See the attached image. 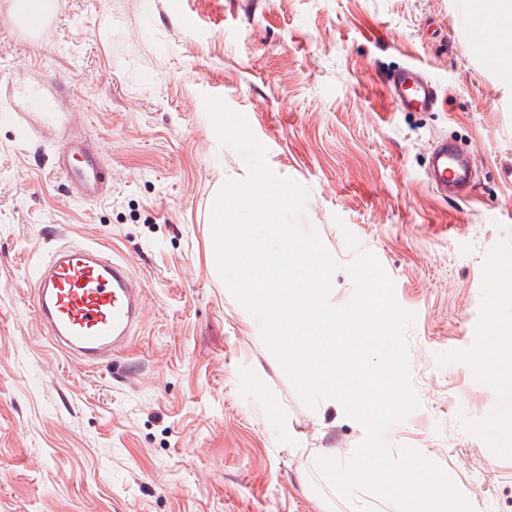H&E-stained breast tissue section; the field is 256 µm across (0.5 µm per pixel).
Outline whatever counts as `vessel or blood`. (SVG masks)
<instances>
[{
	"label": "vessel or blood",
	"mask_w": 512,
	"mask_h": 512,
	"mask_svg": "<svg viewBox=\"0 0 512 512\" xmlns=\"http://www.w3.org/2000/svg\"><path fill=\"white\" fill-rule=\"evenodd\" d=\"M389 88L400 112L432 109L438 99L436 86L411 67L394 74ZM56 165L78 199H96L109 188L98 152L84 141L62 143ZM429 178L443 190L467 184L471 160L456 149L440 147L432 156ZM36 276L35 313L50 342L84 365L111 357L141 320L142 298L131 271L99 247L60 246Z\"/></svg>",
	"instance_id": "obj_1"
}]
</instances>
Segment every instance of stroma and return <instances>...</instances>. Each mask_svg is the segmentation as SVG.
<instances>
[{"label": "stroma", "instance_id": "stroma-1", "mask_svg": "<svg viewBox=\"0 0 512 512\" xmlns=\"http://www.w3.org/2000/svg\"><path fill=\"white\" fill-rule=\"evenodd\" d=\"M509 48L476 43L464 0H56L38 40L0 0V79L16 102L43 94L28 132L0 112V512H351L316 463L353 455L365 428L302 403L219 275L214 200L249 166L210 97L308 189L300 224L339 263L331 303L354 293L349 232L414 313L421 406L388 430L391 458L413 449L478 512H512V357L474 366L489 307L512 326V76L492 63ZM409 64L438 89L430 111L393 107ZM70 135L101 149L98 200L54 165ZM441 139L471 154L464 198L426 179ZM66 242L124 262L142 290L140 327L96 368L34 310L33 269Z\"/></svg>", "mask_w": 512, "mask_h": 512}]
</instances>
